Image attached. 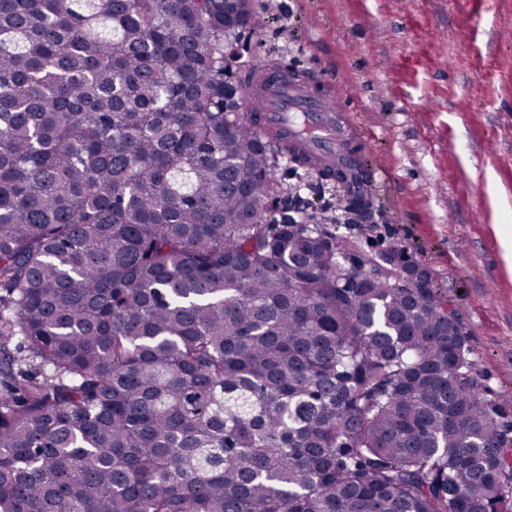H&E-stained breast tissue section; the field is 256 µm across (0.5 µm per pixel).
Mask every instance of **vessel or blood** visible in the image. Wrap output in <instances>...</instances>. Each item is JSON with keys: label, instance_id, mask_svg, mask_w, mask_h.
Instances as JSON below:
<instances>
[{"label": "vessel or blood", "instance_id": "b4317fda", "mask_svg": "<svg viewBox=\"0 0 512 512\" xmlns=\"http://www.w3.org/2000/svg\"><path fill=\"white\" fill-rule=\"evenodd\" d=\"M259 79V94L245 101L252 130L262 136L278 132L284 144L310 158L317 171H347L348 196H368L377 172L360 167L364 133L352 113L333 108L327 76L317 72L296 77L283 68L261 72Z\"/></svg>", "mask_w": 512, "mask_h": 512}]
</instances>
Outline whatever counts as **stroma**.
<instances>
[{
  "label": "stroma",
  "instance_id": "stroma-1",
  "mask_svg": "<svg viewBox=\"0 0 512 512\" xmlns=\"http://www.w3.org/2000/svg\"><path fill=\"white\" fill-rule=\"evenodd\" d=\"M239 61L323 71L381 167L369 221L343 187L287 159L273 170L312 223L360 255L397 246L427 269L469 337L474 372L512 414V0H250Z\"/></svg>",
  "mask_w": 512,
  "mask_h": 512
}]
</instances>
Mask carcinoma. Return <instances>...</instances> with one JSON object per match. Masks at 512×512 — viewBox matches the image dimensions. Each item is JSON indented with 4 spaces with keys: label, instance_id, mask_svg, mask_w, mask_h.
<instances>
[{
    "label": "carcinoma",
    "instance_id": "carcinoma-1",
    "mask_svg": "<svg viewBox=\"0 0 512 512\" xmlns=\"http://www.w3.org/2000/svg\"><path fill=\"white\" fill-rule=\"evenodd\" d=\"M244 5L0 0V512H512L448 300L266 223Z\"/></svg>",
    "mask_w": 512,
    "mask_h": 512
}]
</instances>
